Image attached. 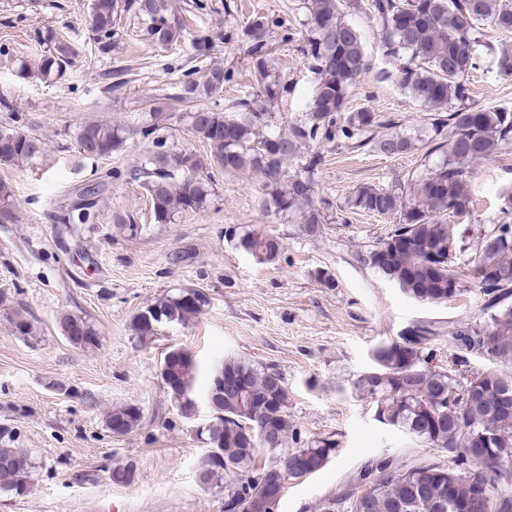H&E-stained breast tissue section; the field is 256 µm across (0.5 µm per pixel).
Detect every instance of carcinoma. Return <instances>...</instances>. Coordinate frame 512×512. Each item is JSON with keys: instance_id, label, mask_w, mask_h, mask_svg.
Here are the masks:
<instances>
[{"instance_id": "carcinoma-1", "label": "carcinoma", "mask_w": 512, "mask_h": 512, "mask_svg": "<svg viewBox=\"0 0 512 512\" xmlns=\"http://www.w3.org/2000/svg\"><path fill=\"white\" fill-rule=\"evenodd\" d=\"M305 36L301 51L315 83L303 112L282 126L270 107L282 97L281 77L271 66L270 19L255 16L242 29L250 68L259 93L240 99L224 111L207 100L224 91L231 71L211 64L202 75L187 80L172 98L199 102L189 113V133L207 147V160L235 175L249 171L261 178L258 203L268 215L300 224L315 236L325 222L322 202L316 198V175L327 155L369 145L386 156H399L426 147V154H442V163L409 184L404 191L358 188L345 202L353 214L376 217L392 225L360 255L364 265L396 284L408 297L444 303L465 291L456 270L457 254L471 250L472 287L485 297L489 322L456 332L457 351L445 363H433L430 343L438 336L431 324H417L407 334L376 345L369 367L350 383L351 394L374 404V417L409 435L426 448L448 453V463H425L396 468L391 460L371 461L355 477L356 491L330 500L348 504L350 512H466L475 469L473 449L488 461L507 450L512 455V410L497 406L498 395L512 392V194L491 231L466 243L471 218L467 184L471 166L512 144V110L481 108L470 103L467 77L487 59L498 73L512 76V54L495 53L485 25L512 33V5L505 0H368L376 21L379 48L395 60L397 84L431 111L425 128L414 134L394 132L373 136L376 127L390 123L378 112L346 111L350 89L367 67L362 30L345 19L358 7L349 0H300ZM131 12L140 31L156 45L173 46L184 37L183 20L170 13L168 0H91V29L97 52L111 50L121 13ZM198 52L207 56L224 31L197 38ZM43 47L37 76L46 82L61 79L77 55L73 44L52 29L39 35ZM129 132L123 125L88 121L79 126L77 144L85 159L110 157ZM149 142L147 155L129 171L142 182L155 222L169 224L180 211L202 209L214 183L203 174L195 153L169 144L159 116L141 127ZM45 143L14 129L0 130V164L20 165L41 155ZM87 189L61 212L49 214L58 224H85L96 206L98 189ZM0 212L18 221L12 190L0 181ZM235 249L262 264L280 255L278 237L242 230L232 234ZM209 304L195 288H184L145 307L133 323L140 340L157 334L164 323L185 324ZM62 336L74 337L81 347L95 344L96 331L88 321L70 314L58 318ZM476 353L493 368L473 373L465 369L467 355ZM224 387L210 383L213 415L197 438L208 448L199 483L224 485V512H271L268 490H282L281 482L312 475L336 453V442L312 439L283 453L293 426L288 420V388L281 374L258 369L250 362L226 357L220 364ZM197 363L181 348L168 351L160 363L162 383L180 413L195 414L193 384ZM138 407L114 408L106 425L117 435L138 427ZM9 427L0 428V492L22 495L32 480L35 464L29 452L14 446ZM277 459L263 469L255 467L259 451ZM236 476L225 482V475ZM509 473L482 474L488 480L491 512H512V494L500 480Z\"/></svg>"}]
</instances>
